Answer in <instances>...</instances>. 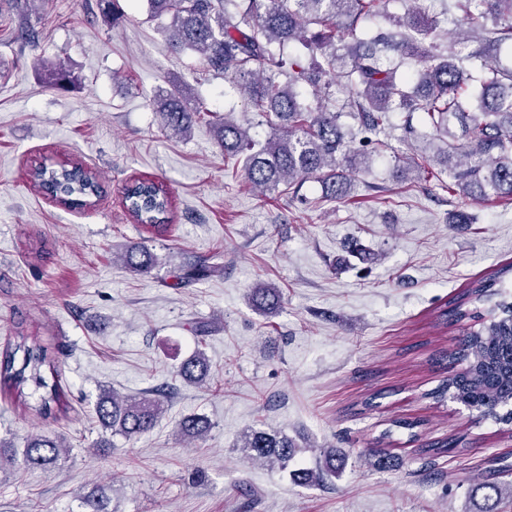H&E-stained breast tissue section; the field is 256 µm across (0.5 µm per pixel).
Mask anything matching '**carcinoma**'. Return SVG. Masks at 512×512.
<instances>
[{"instance_id": "cac0c4a2", "label": "carcinoma", "mask_w": 512, "mask_h": 512, "mask_svg": "<svg viewBox=\"0 0 512 512\" xmlns=\"http://www.w3.org/2000/svg\"><path fill=\"white\" fill-rule=\"evenodd\" d=\"M388 0H147L151 18H170L162 31L177 53L200 55L204 68L216 76L229 77L248 96L251 111L272 115L275 128L263 142L249 130L229 119L217 128V140L224 154L241 162L252 188L261 194L275 192L307 177L323 180L330 195L345 198L351 181L341 170L342 162L366 170L371 153H347L341 118L349 116L365 132L384 127L389 113L396 110L422 114L428 131L424 138L434 149L431 161H444L452 183L448 190L472 201L512 202V67L492 65L488 59L498 42L512 39V0H455L460 12L459 28L444 51L429 52L422 40L435 32V24L422 12L419 0H405L404 16L394 33L379 34L365 41L357 35L361 20L381 16ZM105 16L117 25L126 18L120 0H100ZM481 33L477 49L460 57L457 46ZM351 42H345V37ZM301 43L319 51L322 60L308 63L293 53L274 50ZM398 55L399 63L385 66L383 53ZM481 62V76L475 77L464 60ZM288 71V85L276 80V73ZM345 79L349 96L339 110L312 108L301 100L298 86L326 94L335 78ZM49 83L64 89L72 82L71 72L61 66L48 70ZM204 112L203 105L188 94V86L175 85L160 101L159 117L164 130L184 137ZM34 177L43 179L64 205L89 206L98 195L95 175L81 166L54 168L38 166ZM127 207L133 218L160 230L169 221L170 204L165 191L151 180H139L125 189ZM124 265L136 271L149 269L153 255L145 248L121 253ZM256 308L271 313L281 307L277 289L258 285L252 289ZM490 323L473 332L464 348L471 364L490 367L512 356V330L501 324L512 320V303L502 302L490 310ZM179 376L202 383L210 381L222 391L221 380L208 379V365L202 354L186 359ZM0 384L39 415L48 416L60 407V387L48 350L37 340L21 337L0 353ZM164 410L162 402L144 395L119 397L101 393L96 416L99 424L128 439L149 431ZM210 424L199 416L179 423L181 434L204 437ZM246 458L288 465L299 452L285 436L254 432L243 445ZM67 452L59 437L35 434L27 441L22 462L29 467L51 464ZM343 460L326 449L320 455L318 472H341ZM484 491L479 512H498L503 489L487 481L477 485ZM110 498L101 488L84 496L87 512H112Z\"/></svg>"}]
</instances>
